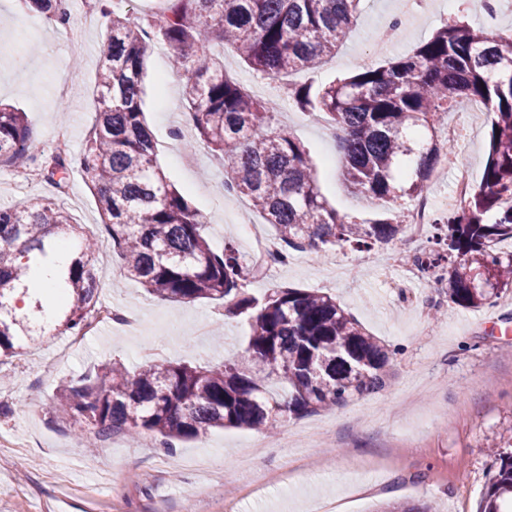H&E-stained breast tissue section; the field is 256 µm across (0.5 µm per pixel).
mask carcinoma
<instances>
[{
    "label": "carcinoma",
    "instance_id": "obj_1",
    "mask_svg": "<svg viewBox=\"0 0 512 512\" xmlns=\"http://www.w3.org/2000/svg\"><path fill=\"white\" fill-rule=\"evenodd\" d=\"M40 12L65 20V0H32ZM363 0H163L159 16L133 21L102 8L106 50L98 71L97 112L79 164L94 192L112 250L127 276L172 302L206 301L224 317L247 318L244 349L200 366L153 359L131 372L114 360L94 375L63 386L53 410L88 427L86 447L115 433H152L164 450L212 428L274 431L289 418L341 407L380 391L394 351L372 336L326 293L273 289L263 299L247 288L257 269L243 264L231 241L214 249L206 217L157 165L154 136L141 110L144 65L152 44L172 47L173 67L199 136L227 160L225 183L275 227L282 249L328 246L355 251L402 241L404 204L425 195L440 157L453 145L439 139L443 116L480 100L493 113L480 184L459 207L434 219L430 246L413 255L428 276L445 284L464 308L495 303L512 288V31L489 34L452 20L406 56L361 68L314 90L288 89L302 112L319 114L343 133V174L357 193L384 204L368 222L349 221L322 196L306 148L271 126L275 112L224 73L213 54L216 36L254 71L278 78L315 67L336 53ZM26 113L0 105V167L29 165ZM73 159L53 153L40 174L58 193ZM102 242L80 233L50 196L21 209L0 208V359L21 355L44 330L45 304L55 329L79 336L101 310L95 274ZM73 255L70 263L60 255ZM52 268L55 295L38 288ZM29 299L30 315L16 303ZM494 447L498 470L477 512H512V428Z\"/></svg>",
    "mask_w": 512,
    "mask_h": 512
}]
</instances>
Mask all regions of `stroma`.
<instances>
[{
  "instance_id": "35a3bbf8",
  "label": "stroma",
  "mask_w": 512,
  "mask_h": 512,
  "mask_svg": "<svg viewBox=\"0 0 512 512\" xmlns=\"http://www.w3.org/2000/svg\"><path fill=\"white\" fill-rule=\"evenodd\" d=\"M84 0H72L67 37L56 22L31 14L20 0H0V102L26 112L33 154L48 151L56 126H66L72 155L90 135L96 107L99 59L105 24H85ZM457 17L495 33L512 29V11L484 15L467 0H431L428 9L401 14L399 0H365L356 25L336 55L288 79L253 72L223 44L225 73L251 96L271 102L274 130L291 133L309 152L318 183L339 215L369 220L376 203L353 194L343 177L339 136L325 121L307 117L288 97V85L318 88L347 77L360 66L411 52L448 19ZM401 24L390 40L377 35L393 19ZM173 51L160 44L145 65L143 110L155 136L157 160L175 187L206 217L214 247L233 240L242 257L250 247L243 221L265 234L273 229L244 197L225 195L224 162L198 133L185 163L172 132L190 122ZM69 84L66 98L57 89ZM460 139L447 169L436 170L428 191L437 200L451 194L456 173L466 168L480 182L487 150L489 112H451ZM44 183L24 182L21 171L0 167V207H17L49 193ZM86 236L106 237L101 216L81 169H73L59 197ZM394 246L354 251L295 253L286 265L252 283L257 298L288 285L323 288L373 335L395 350L390 382L380 392L345 406L284 423L265 435L262 454L252 455L248 430H213L180 442L176 457L205 455L214 477L203 480L190 467L168 465L152 434L129 443L118 434L95 452L84 446L86 427L50 409L58 390L79 376L117 359L138 366L141 351L163 348L165 358L195 364L232 356L246 344L245 319H226L206 302L172 303L149 295L125 278L111 246L99 258V295L114 308H136L137 326L109 320L86 336H47L27 353L5 360L10 375L0 389V512H308L323 502L338 512H372L380 502L432 501L439 512H476L488 475L499 465L485 442L512 426V289L493 305L463 308L450 302L442 284L424 280L390 290Z\"/></svg>"
}]
</instances>
